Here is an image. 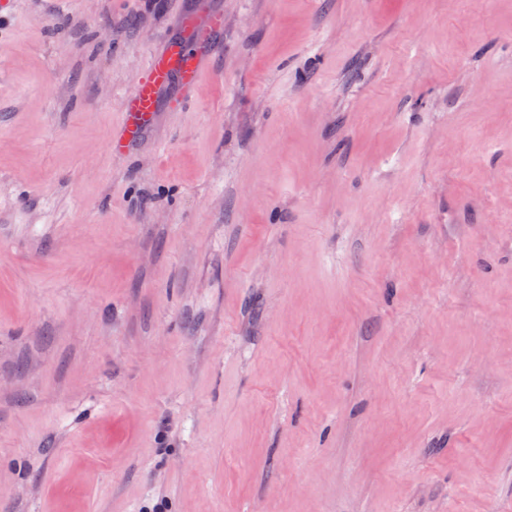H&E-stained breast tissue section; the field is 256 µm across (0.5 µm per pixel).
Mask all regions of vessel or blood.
<instances>
[{
	"label": "vessel or blood",
	"instance_id": "vessel-or-blood-1",
	"mask_svg": "<svg viewBox=\"0 0 512 512\" xmlns=\"http://www.w3.org/2000/svg\"><path fill=\"white\" fill-rule=\"evenodd\" d=\"M185 28L191 29L195 44H182L167 47L159 51L149 68L138 83L133 95L125 103L123 126L112 142L113 152H123L128 144L150 125L157 107V96L170 79L172 72H179L182 86L189 91L195 90L201 83L206 67L196 48L197 41L203 40L207 33L224 27V17L211 15L204 27H197L193 18H186Z\"/></svg>",
	"mask_w": 512,
	"mask_h": 512
}]
</instances>
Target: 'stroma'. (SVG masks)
Instances as JSON below:
<instances>
[{
    "mask_svg": "<svg viewBox=\"0 0 512 512\" xmlns=\"http://www.w3.org/2000/svg\"><path fill=\"white\" fill-rule=\"evenodd\" d=\"M0 512H512V0H0ZM184 26L192 31L195 47L187 43L165 47L155 55L149 70L140 79L137 90L126 100L125 120L112 142L113 152H123L150 125L153 112H156L157 96L168 84L173 71L180 73L181 84L188 91H194L201 84L206 67L198 53V43L206 34L224 28V16L211 15L202 29H198L195 19L188 17L184 20Z\"/></svg>",
    "mask_w": 512,
    "mask_h": 512,
    "instance_id": "1",
    "label": "stroma"
}]
</instances>
